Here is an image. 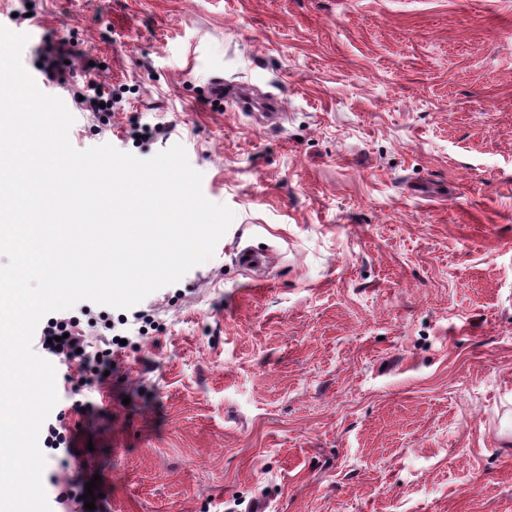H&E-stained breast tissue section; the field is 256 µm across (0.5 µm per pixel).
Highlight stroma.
I'll return each mask as SVG.
<instances>
[{"label": "stroma", "mask_w": 512, "mask_h": 512, "mask_svg": "<svg viewBox=\"0 0 512 512\" xmlns=\"http://www.w3.org/2000/svg\"><path fill=\"white\" fill-rule=\"evenodd\" d=\"M0 26L75 149L182 144L235 214L139 302L153 331L116 326L110 377L57 366L79 457L45 450L47 498L96 476L97 512H512V0H0ZM91 80L125 90L108 125L73 102ZM65 58V49L62 43L47 46L41 55L40 70L45 78L51 81L61 68Z\"/></svg>", "instance_id": "stroma-1"}]
</instances>
